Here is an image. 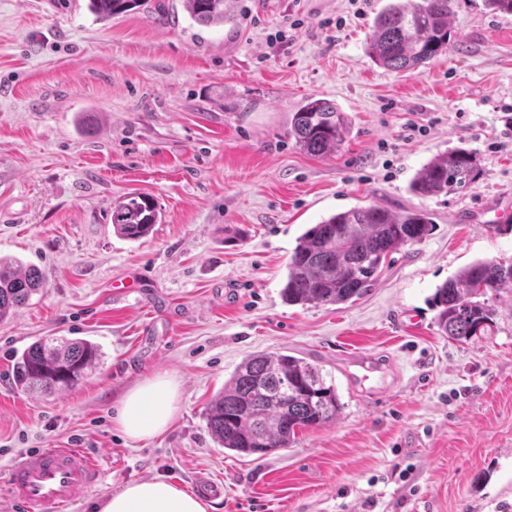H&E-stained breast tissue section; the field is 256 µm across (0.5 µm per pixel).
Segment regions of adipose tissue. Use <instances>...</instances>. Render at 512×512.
I'll return each instance as SVG.
<instances>
[{
	"label": "adipose tissue",
	"instance_id": "1",
	"mask_svg": "<svg viewBox=\"0 0 512 512\" xmlns=\"http://www.w3.org/2000/svg\"><path fill=\"white\" fill-rule=\"evenodd\" d=\"M178 388L167 376L144 380L120 401L116 424L125 436L146 440L161 434L171 422ZM97 512H208L207 504L173 482L152 477L127 484L104 496Z\"/></svg>",
	"mask_w": 512,
	"mask_h": 512
}]
</instances>
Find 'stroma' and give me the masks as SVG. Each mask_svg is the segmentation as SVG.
<instances>
[{"label": "stroma", "instance_id": "stroma-1", "mask_svg": "<svg viewBox=\"0 0 512 512\" xmlns=\"http://www.w3.org/2000/svg\"><path fill=\"white\" fill-rule=\"evenodd\" d=\"M163 2L166 15L103 22L86 0H0V257L47 276L0 323V475L70 447L101 467L72 512L154 476L192 491L202 474L221 490L209 512H512V295L495 298L491 334L466 344L440 335L430 303L465 266L512 260V14L457 0L455 49L397 73L366 43L389 0L359 17L350 0H236L216 27ZM312 96L350 122L337 153L288 137ZM412 120L427 135L407 138ZM457 147L477 157V182L412 194L416 172ZM131 193L164 215L135 242L112 228ZM369 204L425 211L433 230L355 302L285 303L298 237ZM499 220L507 230L492 231ZM43 336L93 340L103 360L69 392L25 393L12 364ZM257 352L320 366L343 409L291 448L239 457L204 411ZM158 373L176 378L177 411L131 441L116 408Z\"/></svg>", "mask_w": 512, "mask_h": 512}]
</instances>
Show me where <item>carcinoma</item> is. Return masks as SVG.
<instances>
[{"label": "carcinoma", "instance_id": "cac0c4a2", "mask_svg": "<svg viewBox=\"0 0 512 512\" xmlns=\"http://www.w3.org/2000/svg\"><path fill=\"white\" fill-rule=\"evenodd\" d=\"M149 0H88V10L108 21ZM184 11L203 26L235 16V0H182ZM455 0H394L374 19L367 37L374 62L391 71L413 72L452 47L449 18ZM349 123L335 104L310 97L292 115L288 136L310 155L338 151ZM478 178L475 156L458 147L425 164L409 185L411 193L438 197L462 191ZM163 214L154 199L130 195L112 207V225L121 237H148ZM433 221L422 210L393 211L355 206L307 229L288 257L281 290L288 304L338 305L355 301L376 280L389 256L425 239ZM44 273L0 257V322L28 305L45 285ZM512 292V262H474L436 289L440 331L466 342L488 335L497 309L488 295ZM100 348L88 339L41 338L16 355V386L32 393H59L78 386L96 368ZM343 404L333 380L296 356L253 353L236 368L208 404L207 428L220 447L239 456L264 457L292 447L305 429L336 421Z\"/></svg>", "mask_w": 512, "mask_h": 512}]
</instances>
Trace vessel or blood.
<instances>
[{"mask_svg": "<svg viewBox=\"0 0 512 512\" xmlns=\"http://www.w3.org/2000/svg\"><path fill=\"white\" fill-rule=\"evenodd\" d=\"M99 464L79 448H42L0 478V498L21 512H69L97 481Z\"/></svg>", "mask_w": 512, "mask_h": 512, "instance_id": "b4317fda", "label": "vessel or blood"}]
</instances>
